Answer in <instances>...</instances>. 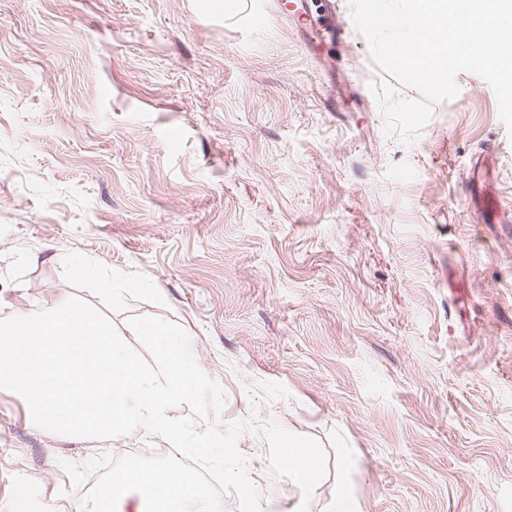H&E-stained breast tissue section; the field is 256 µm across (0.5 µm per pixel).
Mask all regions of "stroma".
<instances>
[{
	"label": "stroma",
	"mask_w": 512,
	"mask_h": 512,
	"mask_svg": "<svg viewBox=\"0 0 512 512\" xmlns=\"http://www.w3.org/2000/svg\"><path fill=\"white\" fill-rule=\"evenodd\" d=\"M334 2L341 44L289 0H0V300L80 297L147 361L131 320L177 322L222 422L322 445L309 512L342 482L363 512H512V238L466 194L512 205V132L462 72L412 147L385 134ZM165 445L61 438L2 390L0 512L66 497L63 462ZM238 449L288 512L267 442Z\"/></svg>",
	"instance_id": "1"
}]
</instances>
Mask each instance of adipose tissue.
<instances>
[{
    "instance_id": "ef3b65f1",
    "label": "adipose tissue",
    "mask_w": 512,
    "mask_h": 512,
    "mask_svg": "<svg viewBox=\"0 0 512 512\" xmlns=\"http://www.w3.org/2000/svg\"><path fill=\"white\" fill-rule=\"evenodd\" d=\"M147 502L153 512H223L221 502L205 497L190 475L172 462L150 468L126 463L113 471L94 502L75 494L70 505L53 504L43 512H143Z\"/></svg>"
}]
</instances>
